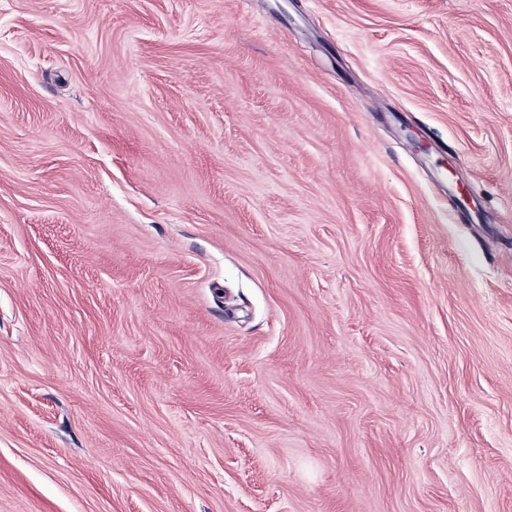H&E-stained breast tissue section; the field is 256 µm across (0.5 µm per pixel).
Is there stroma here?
<instances>
[{"mask_svg":"<svg viewBox=\"0 0 512 512\" xmlns=\"http://www.w3.org/2000/svg\"><path fill=\"white\" fill-rule=\"evenodd\" d=\"M0 512H512V0H0Z\"/></svg>","mask_w":512,"mask_h":512,"instance_id":"stroma-1","label":"stroma"}]
</instances>
